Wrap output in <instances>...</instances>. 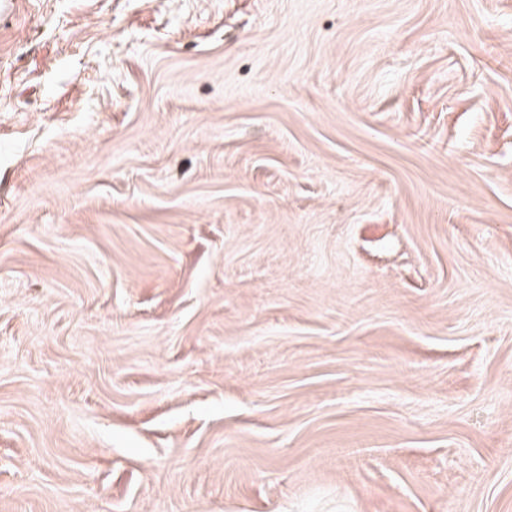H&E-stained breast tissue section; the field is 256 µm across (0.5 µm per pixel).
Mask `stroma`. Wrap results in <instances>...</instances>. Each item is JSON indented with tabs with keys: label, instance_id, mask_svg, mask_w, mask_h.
<instances>
[{
	"label": "stroma",
	"instance_id": "stroma-1",
	"mask_svg": "<svg viewBox=\"0 0 512 512\" xmlns=\"http://www.w3.org/2000/svg\"><path fill=\"white\" fill-rule=\"evenodd\" d=\"M0 512H512V0L0 18Z\"/></svg>",
	"mask_w": 512,
	"mask_h": 512
}]
</instances>
